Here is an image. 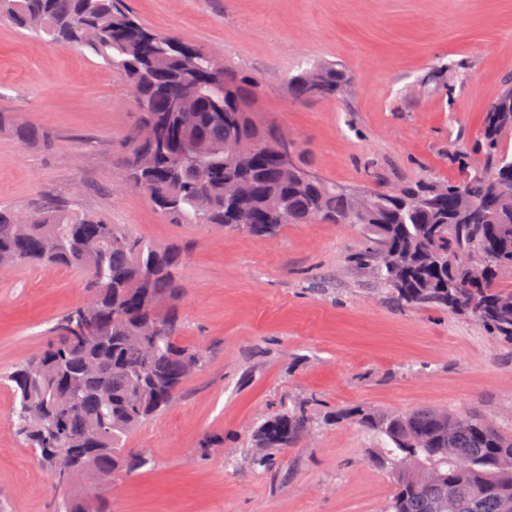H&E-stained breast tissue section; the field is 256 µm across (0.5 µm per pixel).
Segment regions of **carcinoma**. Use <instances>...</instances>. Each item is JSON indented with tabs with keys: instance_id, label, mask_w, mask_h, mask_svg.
<instances>
[{
	"instance_id": "obj_1",
	"label": "carcinoma",
	"mask_w": 512,
	"mask_h": 512,
	"mask_svg": "<svg viewBox=\"0 0 512 512\" xmlns=\"http://www.w3.org/2000/svg\"><path fill=\"white\" fill-rule=\"evenodd\" d=\"M0 20L42 42L88 49L126 78L139 107L138 123L167 121V154L140 165L147 147L128 134L125 172L143 183L148 198L175 224H218L255 235L277 234L286 224H360L366 247L360 263L402 307L432 306L464 314L491 334L512 340V155L501 149L512 133V76L488 105L475 152L481 170L457 183L389 189L359 208L326 179L307 180L301 166L285 167L267 149L229 159L224 144L252 137L268 145L277 135L253 118L262 85L224 69L209 51L178 49L182 39L145 26L124 0H0ZM296 100L341 97L348 76L316 65L287 78ZM237 196H224V183ZM20 223L0 205V269L63 266L87 275L85 290L97 307L56 322L57 340L0 377L18 405L16 435L53 480L56 512H110L98 489L148 464L125 448L129 434L175 399L204 361L179 343L177 277L180 251L131 234L107 218L55 205L33 210ZM151 322L158 332L145 335ZM361 425L386 439L375 462L394 476L384 512H512V428L481 415L419 409L360 414ZM301 410L267 419L259 448H290L308 432ZM68 455L74 479L93 480L82 496L58 479L57 457Z\"/></svg>"
}]
</instances>
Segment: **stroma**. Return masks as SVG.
Here are the masks:
<instances>
[{"label":"stroma","instance_id":"obj_1","mask_svg":"<svg viewBox=\"0 0 512 512\" xmlns=\"http://www.w3.org/2000/svg\"><path fill=\"white\" fill-rule=\"evenodd\" d=\"M148 26L262 82L264 128L359 193L463 180L489 103L512 74V0H125ZM343 65L351 95L294 100L286 78ZM138 120L125 77L86 51L0 22V202L52 200L182 251V344L202 367L130 434L149 463L113 479L112 512H381L395 483L354 411L512 415V341L435 307L402 308L356 257L353 224H288L272 238L175 224L120 189ZM38 134L23 138L19 128ZM84 273L0 271V372L47 346ZM0 385V504L52 512L51 478L11 425ZM303 407L310 434L261 449L257 427ZM215 438L213 447L202 445Z\"/></svg>","mask_w":512,"mask_h":512}]
</instances>
